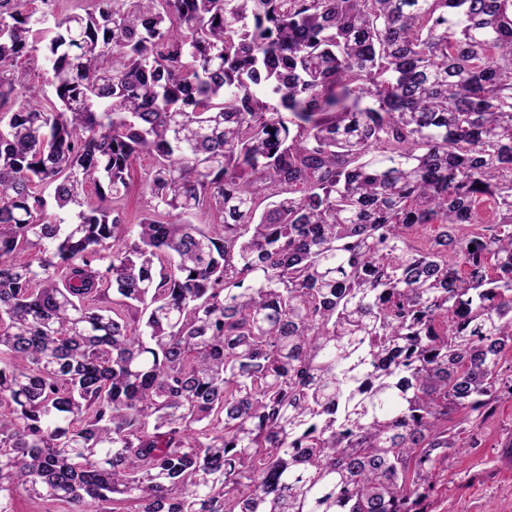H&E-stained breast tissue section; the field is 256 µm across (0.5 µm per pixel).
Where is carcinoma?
Instances as JSON below:
<instances>
[{"mask_svg":"<svg viewBox=\"0 0 512 512\" xmlns=\"http://www.w3.org/2000/svg\"><path fill=\"white\" fill-rule=\"evenodd\" d=\"M54 2L0 0V512H424L512 397V0ZM150 164V160L141 158L130 170V189L124 199L119 202L122 211L125 212L127 219L131 223H136L142 212L146 209L145 197L141 194V180L144 169Z\"/></svg>","mask_w":512,"mask_h":512,"instance_id":"obj_1","label":"carcinoma"}]
</instances>
